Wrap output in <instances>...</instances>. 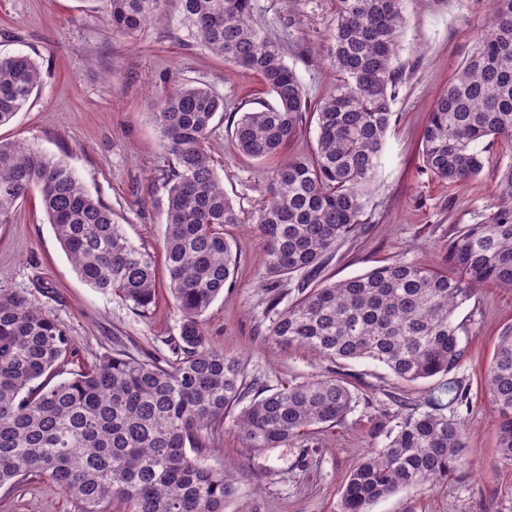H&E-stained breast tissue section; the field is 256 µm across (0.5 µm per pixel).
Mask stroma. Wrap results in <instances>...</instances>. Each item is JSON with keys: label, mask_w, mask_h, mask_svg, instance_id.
Instances as JSON below:
<instances>
[{"label": "stroma", "mask_w": 512, "mask_h": 512, "mask_svg": "<svg viewBox=\"0 0 512 512\" xmlns=\"http://www.w3.org/2000/svg\"><path fill=\"white\" fill-rule=\"evenodd\" d=\"M335 0H254V18L282 48L312 105L335 92L329 63ZM491 19V0H408L398 63L402 79L366 199L364 223L338 247L322 278L363 274L402 256L425 266L445 261L454 227L481 220L493 202L502 166L486 154L474 180L448 184L423 167L421 137L430 109L476 48ZM25 54L43 82L0 138L23 140L63 158L93 197L111 207L127 238L163 263L167 193L173 165L153 117L152 102L174 83L205 85L224 99L213 124V165L243 219L269 196V163L240 155L232 132L243 112L271 102L259 76L225 63L177 29L168 10L134 36L114 32L105 0H0V54ZM239 270L203 316L207 344L241 360L249 381L275 390L327 373L329 362L305 349L265 341L272 319L263 243L242 225L228 230ZM27 293L69 333L76 347L65 372L91 365L114 342L133 356H170L181 316L167 290L148 311L82 282L33 192L0 221V294ZM465 355L453 373L469 387L464 420L467 466L431 490H402L371 512H512V468L497 452L498 417L479 373L512 325V289L485 286L458 314ZM355 394L335 426L314 429L288 446L244 447L232 424L203 451L209 465H230L237 496L227 512H340L343 480L369 450L375 422L395 425L401 402L425 406L442 377L408 384L367 360L340 365ZM0 512H81L71 496L31 476L0 488Z\"/></svg>", "instance_id": "stroma-1"}]
</instances>
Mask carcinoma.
<instances>
[{
  "instance_id": "1",
  "label": "carcinoma",
  "mask_w": 512,
  "mask_h": 512,
  "mask_svg": "<svg viewBox=\"0 0 512 512\" xmlns=\"http://www.w3.org/2000/svg\"><path fill=\"white\" fill-rule=\"evenodd\" d=\"M112 30L133 36L163 4L198 44L261 77L274 103L242 113L237 150L276 158L298 134L308 101L280 46L251 20L253 0H106ZM405 0H336L330 61L336 94L317 109L309 157L271 169V191L251 216L274 278H306L299 297L277 310L267 340L304 347L330 361L368 359L415 383L447 376L464 356L459 310L486 283L512 288V161L502 167L489 213L453 233L448 259L428 268L403 257L341 280H317L336 248L364 223L367 192L394 112ZM488 33L430 111L424 166L448 183L478 177L494 142L512 152V0H491ZM42 84L28 55H0V126ZM224 99L180 83L159 98L154 118L176 165L165 177L163 242L167 289L181 313L173 357L136 358L121 347L60 378L73 354L66 329L24 293L0 295V488L26 476L99 512H225L237 486L199 450L226 414L247 448L288 445L351 411L347 383L330 372L269 394L246 383L238 359L207 345L202 315L233 282L237 259L224 228L243 223L212 164L211 131ZM79 278L145 311L158 291L155 262L135 246L66 162L21 141L0 140V216L32 190ZM483 389L497 412L500 460L512 466V328L500 336ZM426 409L408 406L392 428L381 421L375 446L347 476L341 512H369L402 489L447 481L469 456L464 421L444 410L468 401L450 379Z\"/></svg>"
}]
</instances>
